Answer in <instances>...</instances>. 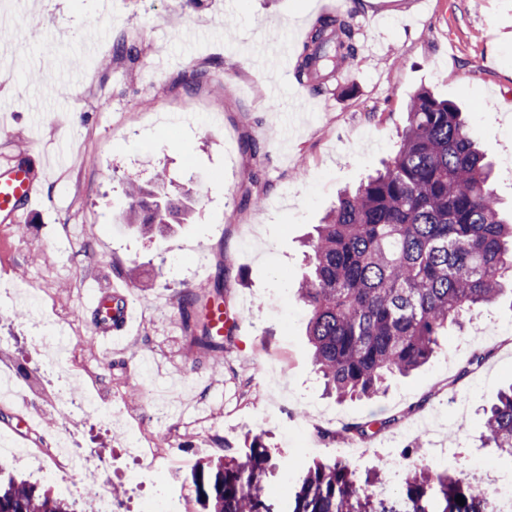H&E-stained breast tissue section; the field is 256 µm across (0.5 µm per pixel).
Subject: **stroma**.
<instances>
[{
    "instance_id": "obj_1",
    "label": "stroma",
    "mask_w": 512,
    "mask_h": 512,
    "mask_svg": "<svg viewBox=\"0 0 512 512\" xmlns=\"http://www.w3.org/2000/svg\"><path fill=\"white\" fill-rule=\"evenodd\" d=\"M328 12L327 0H0V163L25 160L44 198L38 213L0 222V336L28 378L36 314L21 287L45 295L49 318L76 335L72 396L95 393L126 419L108 431L68 415L81 452L114 468L118 503L143 485L183 492L200 463L256 434L301 470L345 457L362 474L389 452L451 473L476 461L512 470L487 447L484 414L512 383L511 294L449 328L431 360L386 393L343 402L323 393L296 299L306 238L340 190L393 154L419 89L464 108L512 211V0H342L357 56L316 92L297 78L295 56ZM93 19L104 37L89 55ZM121 37L142 46L140 59L113 58ZM195 70L206 80L186 87ZM249 139L259 155L244 151ZM160 173L194 190V218L142 234L124 222L125 189ZM219 278L239 328L214 370L190 355L178 303ZM96 287L119 289L134 311L109 347L91 308ZM271 360L285 370L273 390L263 385ZM395 413L400 424L362 442L321 436ZM58 423L32 393L0 406V438L17 447L0 451V465L55 496L60 483L43 469ZM132 424L179 449L187 467L131 465Z\"/></svg>"
}]
</instances>
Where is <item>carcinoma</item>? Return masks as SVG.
<instances>
[{
    "label": "carcinoma",
    "mask_w": 512,
    "mask_h": 512,
    "mask_svg": "<svg viewBox=\"0 0 512 512\" xmlns=\"http://www.w3.org/2000/svg\"><path fill=\"white\" fill-rule=\"evenodd\" d=\"M142 48L118 39L116 59L136 60ZM357 54L343 15H325L297 52L298 78L312 80ZM491 166L471 137L460 107L421 89L411 98L397 150L383 167L344 191L315 226L308 270L297 288L307 309L306 335L324 390L342 400L384 393L390 380L426 364L448 327L512 291V220L499 212ZM125 221L163 233L187 219L186 197L154 184L128 183ZM224 296L223 280L186 292L179 313L193 346L224 353L209 302ZM402 420L392 415L350 423L343 433L367 439ZM487 439L512 457V385L496 394L486 415ZM280 467L256 436L248 448L224 446V457L192 475L203 512H277L265 488ZM389 485L376 496L373 488ZM465 499L464 505L456 497ZM290 512H483L480 492L463 475L410 465L387 482L373 470L360 477L343 459L314 463L288 492ZM0 512H77L75 503L0 474Z\"/></svg>",
    "instance_id": "obj_1"
}]
</instances>
